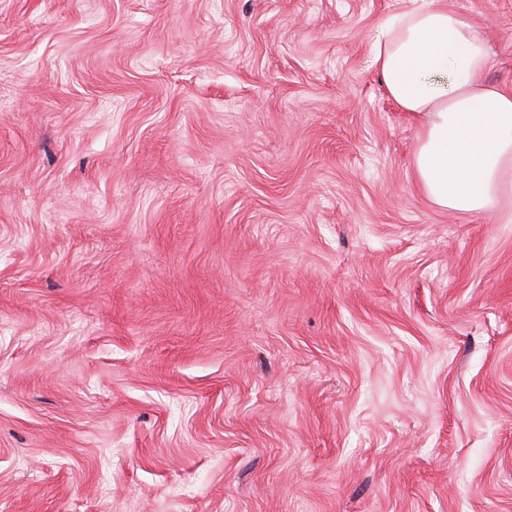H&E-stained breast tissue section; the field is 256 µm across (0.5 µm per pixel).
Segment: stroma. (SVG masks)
Here are the masks:
<instances>
[{"label":"stroma","mask_w":512,"mask_h":512,"mask_svg":"<svg viewBox=\"0 0 512 512\" xmlns=\"http://www.w3.org/2000/svg\"><path fill=\"white\" fill-rule=\"evenodd\" d=\"M429 3L0 0V512H512V223L371 66Z\"/></svg>","instance_id":"stroma-1"}]
</instances>
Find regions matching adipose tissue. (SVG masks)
Segmentation results:
<instances>
[{
  "mask_svg": "<svg viewBox=\"0 0 512 512\" xmlns=\"http://www.w3.org/2000/svg\"><path fill=\"white\" fill-rule=\"evenodd\" d=\"M371 64L387 96L420 123L414 173L440 209L480 214L512 196V91L465 13L438 0L403 20Z\"/></svg>",
  "mask_w": 512,
  "mask_h": 512,
  "instance_id": "adipose-tissue-1",
  "label": "adipose tissue"
}]
</instances>
